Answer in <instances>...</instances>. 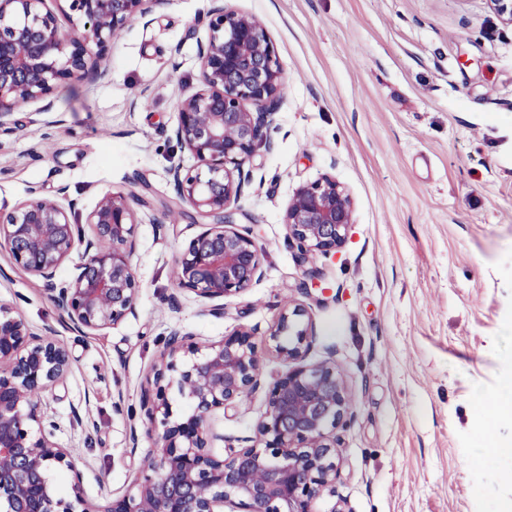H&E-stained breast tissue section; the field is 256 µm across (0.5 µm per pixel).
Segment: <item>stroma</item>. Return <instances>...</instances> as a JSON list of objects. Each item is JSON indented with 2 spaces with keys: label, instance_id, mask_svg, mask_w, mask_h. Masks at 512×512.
Segmentation results:
<instances>
[{
  "label": "stroma",
  "instance_id": "stroma-1",
  "mask_svg": "<svg viewBox=\"0 0 512 512\" xmlns=\"http://www.w3.org/2000/svg\"><path fill=\"white\" fill-rule=\"evenodd\" d=\"M221 6L263 22L287 88L238 203L264 276L216 315L174 281L173 258L199 227L169 218L168 172L193 160L168 135ZM10 123L0 212L61 187L84 213L110 191L151 202L135 229L138 315L112 328L78 333L0 250V300L71 353L50 405L58 443L87 463L88 500L125 494L151 457L142 391L172 332L210 344L255 328L260 385L214 415L213 451L253 437L286 369L265 337L291 299L312 319L309 362H335L355 401L335 491L314 512H494L512 494L479 408L512 378V27L486 0H169L116 37L104 75L17 107ZM325 174L350 194L355 223L336 255L301 266L285 208ZM75 407L95 421L90 435L73 430Z\"/></svg>",
  "mask_w": 512,
  "mask_h": 512
}]
</instances>
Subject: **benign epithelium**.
<instances>
[{"label": "benign epithelium", "instance_id": "7a95c632", "mask_svg": "<svg viewBox=\"0 0 512 512\" xmlns=\"http://www.w3.org/2000/svg\"><path fill=\"white\" fill-rule=\"evenodd\" d=\"M45 0H0V134L25 103L48 98L65 82L107 65L114 37L134 22L149 24L169 0H65L62 27ZM512 26V0H486ZM199 54V85L177 101L170 138L195 166L170 170L182 213L201 226L174 258L177 286L208 299L235 296L258 282L264 256L234 206L251 180V160L270 147L269 131L284 98L286 72L264 24L253 14L216 8ZM59 195L31 197L0 213V247L43 283L78 331L113 328L138 315L140 282L133 263L137 213L129 198L108 192L78 224L76 203ZM283 224L296 260L336 253L354 224L350 195L324 175L299 186ZM107 241L109 247L100 243ZM82 248L79 273L57 272ZM290 300L269 339L288 366L269 387L252 444L218 456L213 415L238 408L257 386L262 355L255 330L240 325L218 343L201 346L175 332L154 366L142 407L161 419L156 452L132 488L98 502L84 497L83 461L56 441L59 425L48 396L71 369L68 348L36 336L12 305L0 301V512H312L338 475L336 430L353 418L343 375L329 362L306 361L311 321ZM176 386L192 410L170 421L167 391ZM70 476L62 495L52 472Z\"/></svg>", "mask_w": 512, "mask_h": 512}]
</instances>
